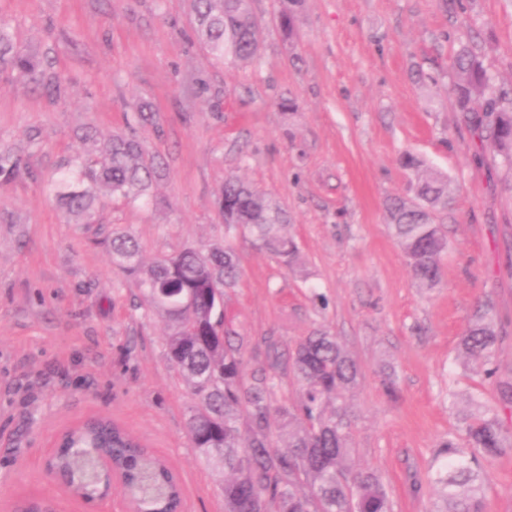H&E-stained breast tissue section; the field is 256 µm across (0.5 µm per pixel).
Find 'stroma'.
<instances>
[{
  "instance_id": "obj_1",
  "label": "stroma",
  "mask_w": 512,
  "mask_h": 512,
  "mask_svg": "<svg viewBox=\"0 0 512 512\" xmlns=\"http://www.w3.org/2000/svg\"><path fill=\"white\" fill-rule=\"evenodd\" d=\"M274 0H254L260 58L208 59L189 0H0L17 46L49 53L61 94L0 81V147L34 175L0 181V512L46 499L57 512H127L121 489L87 503L45 467L58 435L95 415L112 418L178 476L184 512H224L221 477L186 435L191 396L163 356L168 322L146 311L136 283L112 264L115 231L145 260L223 240L219 196L234 173L282 208L297 267L236 237L241 275L229 315L266 361L265 337L289 349L331 331L360 368L348 403L352 465L378 471L392 512H435L438 445L460 433L469 395L494 405L512 379V169L481 141L448 94L450 58L471 32L485 66L512 86V0H304L285 38ZM134 102L156 112L138 123ZM136 136L166 163L156 204L101 197L98 221L77 224L49 183L84 146ZM39 145H31L30 134ZM448 177L438 214L447 239L443 283L412 280L389 229L386 202L409 196L403 152ZM498 346L494 378L458 349L481 302ZM391 365L398 400L379 370ZM485 512H512V453L482 461Z\"/></svg>"
}]
</instances>
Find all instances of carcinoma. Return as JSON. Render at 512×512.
<instances>
[{
  "label": "carcinoma",
  "mask_w": 512,
  "mask_h": 512,
  "mask_svg": "<svg viewBox=\"0 0 512 512\" xmlns=\"http://www.w3.org/2000/svg\"><path fill=\"white\" fill-rule=\"evenodd\" d=\"M192 2L197 40L208 56L232 63H251L260 56V23L252 0ZM302 6L303 0H279L276 20L284 37L295 36L294 17ZM450 70L448 93L456 110L512 168V86L498 84L469 44L455 52ZM0 74L51 93L61 91L62 78L49 58L17 50L2 22ZM401 166L412 176L414 199L388 201L391 232L408 259L414 284L437 288L448 240L434 213L451 203L448 178L409 152L402 155ZM161 169L141 141L116 134L99 154L75 156L62 173L66 190L57 192V199L66 214L93 224L98 193L135 202L149 196ZM24 172L23 156L0 148V179L14 180ZM220 211L227 232L249 235L254 246L286 267L298 262L283 213L250 183L227 176ZM109 247L112 263L134 278L149 306L170 321L164 357L190 390L191 447L204 466L224 474V512H391L379 473L348 465L354 440L346 398L360 369L336 336L315 328L288 352L270 338L267 365L248 374L244 355L249 337L234 329L224 311V289L235 287L240 272L230 241L202 251L185 247L150 263L143 261L130 232L112 235ZM490 311L488 303L480 304L459 341L473 372L486 378L494 375L490 365L498 342ZM282 370L298 386L293 403L275 398ZM462 420L461 436L450 434L439 444L440 512H484L479 459L512 453V431L504 429L496 408L473 397ZM466 448L472 450L468 456ZM100 458L124 476L132 507L139 512H168L180 499L170 468L107 417L92 418L61 440L55 465L73 495L80 497L93 487L91 473Z\"/></svg>",
  "instance_id": "carcinoma-1"
}]
</instances>
